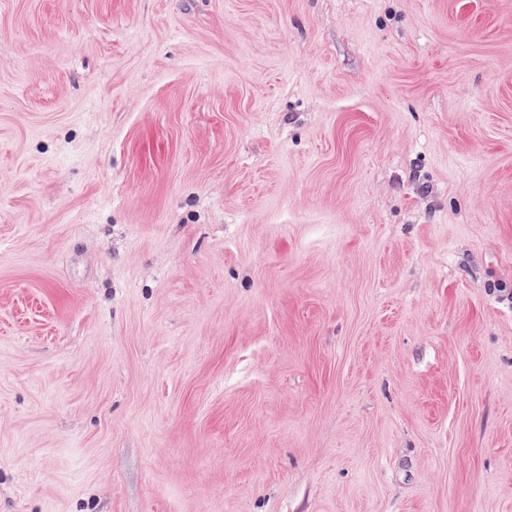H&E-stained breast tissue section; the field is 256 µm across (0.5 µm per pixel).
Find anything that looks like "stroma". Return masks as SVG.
I'll use <instances>...</instances> for the list:
<instances>
[{
	"label": "stroma",
	"mask_w": 512,
	"mask_h": 512,
	"mask_svg": "<svg viewBox=\"0 0 512 512\" xmlns=\"http://www.w3.org/2000/svg\"><path fill=\"white\" fill-rule=\"evenodd\" d=\"M0 512H512V0H0Z\"/></svg>",
	"instance_id": "stroma-1"
}]
</instances>
